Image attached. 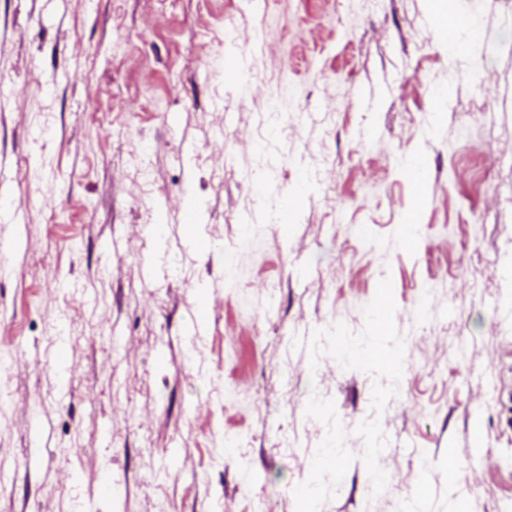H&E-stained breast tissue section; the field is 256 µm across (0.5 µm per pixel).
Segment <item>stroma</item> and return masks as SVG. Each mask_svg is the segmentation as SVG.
Returning a JSON list of instances; mask_svg holds the SVG:
<instances>
[{"instance_id": "35a3bbf8", "label": "stroma", "mask_w": 512, "mask_h": 512, "mask_svg": "<svg viewBox=\"0 0 512 512\" xmlns=\"http://www.w3.org/2000/svg\"><path fill=\"white\" fill-rule=\"evenodd\" d=\"M434 5L0 0V512H512V0Z\"/></svg>"}]
</instances>
